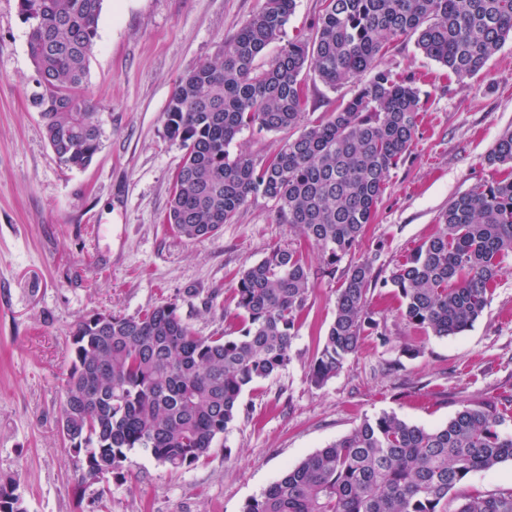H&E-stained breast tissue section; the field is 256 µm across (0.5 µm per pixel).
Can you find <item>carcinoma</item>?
Returning a JSON list of instances; mask_svg holds the SVG:
<instances>
[{"label": "carcinoma", "mask_w": 512, "mask_h": 512, "mask_svg": "<svg viewBox=\"0 0 512 512\" xmlns=\"http://www.w3.org/2000/svg\"><path fill=\"white\" fill-rule=\"evenodd\" d=\"M103 0H19L29 23L37 91L30 102L67 169L90 165L101 145L96 105L85 92ZM295 0H265L242 28L176 86L166 133L184 154L164 223L190 241L213 236L258 195L318 250L319 272L336 277L388 188L390 172L418 130L424 101L410 78L380 69L385 46L403 36L458 77L478 73L512 36V0H325L316 31L256 60L281 39ZM329 87L371 78L327 119L289 138L263 163L231 143L246 127L267 132L303 122L306 70ZM512 165V132L486 156ZM512 257V172L454 197L436 232L378 280L377 254L342 271L336 313L312 363L321 386L379 324L367 293L379 284L402 298L405 320L439 338L482 315ZM313 272L297 249L271 250L234 288L237 336H199L165 303L138 317L93 314L70 336L61 434L84 454V478L124 476L126 452L189 469L210 456L253 384L290 363ZM512 461V411L495 401L464 404L428 429L383 412L287 469L243 512H512V485L451 496L466 478ZM12 482H0V512H24ZM455 504L448 510V504Z\"/></svg>", "instance_id": "carcinoma-1"}]
</instances>
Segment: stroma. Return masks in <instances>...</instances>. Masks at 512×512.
<instances>
[{"mask_svg": "<svg viewBox=\"0 0 512 512\" xmlns=\"http://www.w3.org/2000/svg\"><path fill=\"white\" fill-rule=\"evenodd\" d=\"M264 0H104L87 91L102 147L81 170L61 166L30 105L36 73L18 0H0V481L17 486L26 512H242L287 467L383 412L426 428L461 405L512 396V263L474 325L438 338L409 325L393 289L367 306L379 334L327 383L309 368L334 319L338 280L312 277L285 370L242 396L244 412L209 458L174 471L141 448L124 475L83 481V456L60 434L69 337L96 312L134 317L166 302L198 335L236 334L239 274L272 249L297 248L311 267L316 249L253 197L214 236L188 241L162 216L183 149L165 133L178 82L263 5ZM382 70L414 79L425 102L416 137L356 256L373 252L388 277L436 230L458 194L506 174L486 162L512 131V39L475 76L460 79L426 57L414 37L392 42ZM304 124L326 118L358 90L328 87L305 72ZM288 132L243 129L230 147L264 162Z\"/></svg>", "mask_w": 512, "mask_h": 512, "instance_id": "obj_1", "label": "stroma"}]
</instances>
